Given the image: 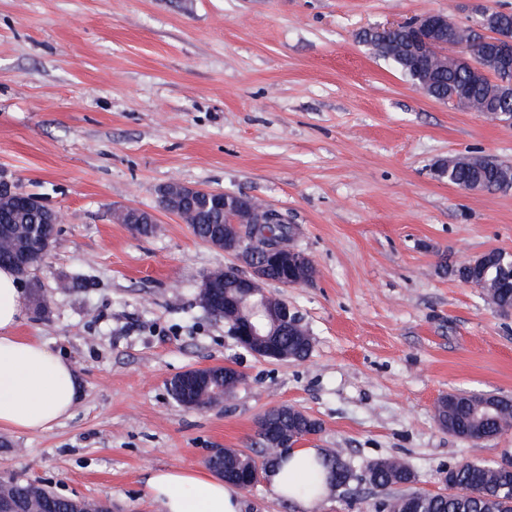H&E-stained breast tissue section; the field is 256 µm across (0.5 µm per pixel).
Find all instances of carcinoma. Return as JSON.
<instances>
[{
    "label": "carcinoma",
    "instance_id": "cac0c4a2",
    "mask_svg": "<svg viewBox=\"0 0 512 512\" xmlns=\"http://www.w3.org/2000/svg\"><path fill=\"white\" fill-rule=\"evenodd\" d=\"M408 27L365 34V42L375 54L385 61L401 68L410 80H415L419 69L407 62L411 43ZM427 71L433 81L434 92L448 97V89L461 86L466 89L465 101L471 106L499 108L512 113V77L505 84H491L473 77L457 63L448 64L437 58L426 59ZM512 169L494 161L485 162L463 157L457 166L440 174L456 184L464 185L472 180L487 183L498 182L499 174ZM29 204L17 201L0 200V256L13 251H21L29 258V263L18 275L32 281L33 272L44 261L53 246L58 233L57 225L45 222L42 197L25 193ZM181 211L190 220L194 235L202 241L212 239L221 232L224 211L213 205H185ZM456 276L465 283L486 284V296L498 311L512 309V287L501 288L500 269L496 265L473 266L471 262H461L455 268ZM199 304L216 320L224 319V289L201 288L197 293ZM281 346L290 359L301 361L311 352L310 341L288 334L280 337ZM200 381L197 386L186 391L183 378L178 376L169 383L173 400L181 407L204 409L220 402L224 396V368H205L196 372ZM435 420L438 426L456 437L488 442L512 429V399L505 396H485L464 391L442 396L436 405ZM290 436L303 437L318 434L321 427L299 413L288 415ZM288 460V453L277 456L266 454L262 438H257L256 447L245 451L226 448L224 456L207 460V466L216 474L224 475V465L238 464L241 467L259 465L272 468ZM344 462L342 452L330 451L311 462L309 469L317 474L324 468L331 476L334 485L339 487L338 469ZM370 485L382 489H396L398 493L379 499L374 503V512H512V473L500 470L496 464H481L462 461L448 467V482L451 488L446 493L430 494L417 491L413 494L404 488L413 484L416 477L405 463L390 458H381L367 466ZM0 500L17 502L21 512H98L96 499L67 497L43 486L36 481H23L15 477H0Z\"/></svg>",
    "mask_w": 512,
    "mask_h": 512
}]
</instances>
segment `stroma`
I'll use <instances>...</instances> for the list:
<instances>
[{
	"instance_id": "35a3bbf8",
	"label": "stroma",
	"mask_w": 512,
	"mask_h": 512,
	"mask_svg": "<svg viewBox=\"0 0 512 512\" xmlns=\"http://www.w3.org/2000/svg\"><path fill=\"white\" fill-rule=\"evenodd\" d=\"M481 7L512 0H0V172L63 216L34 273L44 310L18 332L74 363L83 389L51 430H0V475L159 512L149 471L252 448L282 405L321 423L304 447L342 449L360 479L322 512H373L379 458L429 492L457 462L512 461V430L472 442L434 418L454 391L512 398V315L451 271L512 251V190L437 173L459 155L512 166V127L429 99L360 38L428 11L466 25ZM174 180L287 212L316 273L273 291L310 330L305 360L256 358L201 308L203 274L231 259L161 208ZM126 207L157 233L113 220ZM75 276L87 287L61 288ZM227 362L246 381L220 403L172 400L181 372Z\"/></svg>"
}]
</instances>
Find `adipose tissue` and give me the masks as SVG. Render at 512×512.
Masks as SVG:
<instances>
[{
    "label": "adipose tissue",
    "instance_id": "ef3b65f1",
    "mask_svg": "<svg viewBox=\"0 0 512 512\" xmlns=\"http://www.w3.org/2000/svg\"><path fill=\"white\" fill-rule=\"evenodd\" d=\"M28 298L21 280L0 265V429L43 432L70 417L82 391L76 368L38 338L18 335ZM314 448L293 449L285 466L271 469L265 481L273 498L295 504L300 512H319L332 488L307 489ZM147 493L161 512H243L238 488L212 475L181 468L152 471Z\"/></svg>",
    "mask_w": 512,
    "mask_h": 512
}]
</instances>
